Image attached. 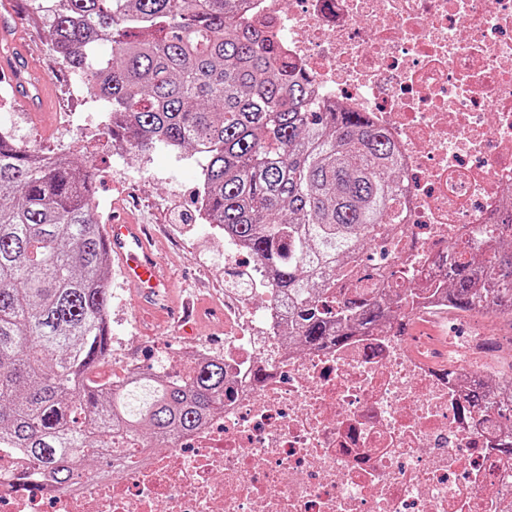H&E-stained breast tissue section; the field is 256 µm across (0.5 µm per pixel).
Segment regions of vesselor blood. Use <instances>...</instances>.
<instances>
[{
    "label": "vessel or blood",
    "instance_id": "1",
    "mask_svg": "<svg viewBox=\"0 0 512 512\" xmlns=\"http://www.w3.org/2000/svg\"><path fill=\"white\" fill-rule=\"evenodd\" d=\"M0 77L9 80L16 100L27 109L46 102L44 84L29 85L16 66L15 56L0 58ZM106 241L124 278L135 287L139 307L150 311L159 322L173 324L179 334L193 333L200 306L189 299L171 302L172 280L152 249L144 225L127 214H114L107 226Z\"/></svg>",
    "mask_w": 512,
    "mask_h": 512
}]
</instances>
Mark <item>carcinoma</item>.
Instances as JSON below:
<instances>
[{
  "label": "carcinoma",
  "instance_id": "cac0c4a2",
  "mask_svg": "<svg viewBox=\"0 0 512 512\" xmlns=\"http://www.w3.org/2000/svg\"><path fill=\"white\" fill-rule=\"evenodd\" d=\"M34 9L50 50L106 104L112 140L134 151L190 147L203 159L205 221L273 274L289 333L339 345L388 316L363 294L334 306L326 294L354 271L365 230L397 223V148L364 113L311 102L273 36L238 21L241 0H36ZM103 43L111 57L90 63ZM499 226L487 262L458 244L439 255L450 312L512 309V211ZM110 260L87 172L0 134V449L59 490L92 457L141 462L138 448L112 454L114 426L163 441L197 429L228 396L218 359L177 379L154 370L115 388L90 381L112 352ZM493 403L477 382L464 410Z\"/></svg>",
  "mask_w": 512,
  "mask_h": 512
}]
</instances>
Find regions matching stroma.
<instances>
[{
	"label": "stroma",
	"instance_id": "obj_1",
	"mask_svg": "<svg viewBox=\"0 0 512 512\" xmlns=\"http://www.w3.org/2000/svg\"><path fill=\"white\" fill-rule=\"evenodd\" d=\"M13 18L17 27L0 36V49L28 43L38 53L40 72L56 94L53 106L38 112L13 104L18 118L12 141L25 150L67 155L86 166L95 188L101 223L121 210L150 230L153 250L164 260L180 290L197 292L202 306L199 335L224 341L216 314L224 308V291L232 287L234 268L224 265V238L213 232L197 209L202 187L201 163L191 150L171 152L156 146L145 152L119 148L104 122L101 105L88 93L84 76L52 54L47 30L32 10V0H0V18ZM112 333L120 350L139 357L142 370L155 368L160 357L176 356L185 344L138 310L135 291L110 271Z\"/></svg>",
	"mask_w": 512,
	"mask_h": 512
}]
</instances>
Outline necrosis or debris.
Here are the masks:
<instances>
[{"label":"necrosis or debris","instance_id":"1","mask_svg":"<svg viewBox=\"0 0 512 512\" xmlns=\"http://www.w3.org/2000/svg\"><path fill=\"white\" fill-rule=\"evenodd\" d=\"M242 25L267 27L314 98L364 112L394 142L404 219L369 231L371 278L341 296L417 291L421 327L387 324L321 349L287 344L288 304L261 284L224 302L223 413L135 468L83 471L60 491L14 489L28 460L0 451V512H512L500 409L464 414L471 382L497 387L484 359L512 336L477 313L448 336L436 285L444 246L474 252L512 199V0H242Z\"/></svg>","mask_w":512,"mask_h":512}]
</instances>
